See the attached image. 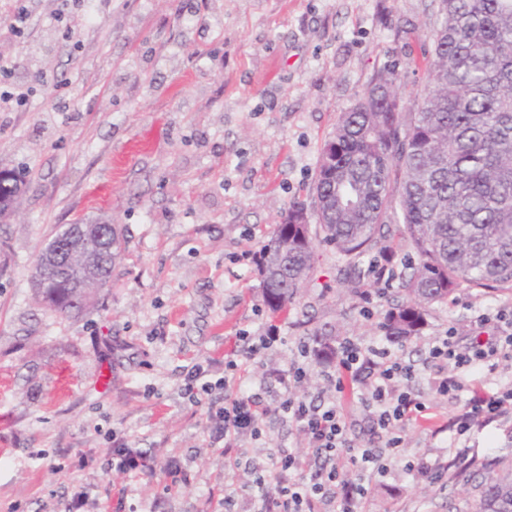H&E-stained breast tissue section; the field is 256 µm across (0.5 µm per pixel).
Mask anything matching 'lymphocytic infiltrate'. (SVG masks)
I'll return each instance as SVG.
<instances>
[{"mask_svg": "<svg viewBox=\"0 0 512 512\" xmlns=\"http://www.w3.org/2000/svg\"><path fill=\"white\" fill-rule=\"evenodd\" d=\"M476 323L492 327L490 341L463 344L456 330L437 337L428 348V359L438 371L431 390L439 396L455 397L466 388V377L474 371L495 372L500 360L512 359V307L479 313ZM279 340L276 330L250 336L240 356L226 357L227 376L223 405H211L206 428L213 442L223 444L231 470L247 468L253 475L246 485L250 512H365L374 476L384 474L391 461L402 462L407 473L443 477L449 470L466 467V449H455L449 459H404L402 432L407 423L424 417L426 405L413 387L415 369L389 348L362 346L345 339L324 378L322 394L302 396L298 387L307 376V364L316 350L300 344L295 358L284 368L269 373L275 386L273 401L248 392L241 359H254ZM357 385L361 405L369 412L374 439L358 443L345 421L342 400L347 384ZM512 411V385L493 393L471 396L458 411L452 426L457 433L475 423L491 422ZM275 417L292 424L305 437L303 453L280 451L268 460H241L235 456L243 439L260 440L264 421ZM164 467L170 488L180 487L184 471L176 462L158 464L151 453L123 448L117 451L113 469L133 476L154 473Z\"/></svg>", "mask_w": 512, "mask_h": 512, "instance_id": "f902f5d3", "label": "lymphocytic infiltrate"}]
</instances>
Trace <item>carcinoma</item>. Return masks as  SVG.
Instances as JSON below:
<instances>
[{"label": "carcinoma", "mask_w": 512, "mask_h": 512, "mask_svg": "<svg viewBox=\"0 0 512 512\" xmlns=\"http://www.w3.org/2000/svg\"><path fill=\"white\" fill-rule=\"evenodd\" d=\"M427 37L422 94L405 100L408 67L394 58L342 113L320 152L309 209L315 225L280 222L256 259L261 296L278 312L300 298L314 269V240L360 272L375 250L401 239L415 262L401 278L405 300L380 328L398 341L417 335L426 308L466 285L512 291V0H437ZM107 277L120 249L99 242ZM67 275L46 263L36 289L47 310H84L99 285L82 275L83 244L72 243ZM477 512H512V467L486 472Z\"/></svg>", "instance_id": "obj_1"}]
</instances>
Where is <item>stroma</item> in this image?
Returning a JSON list of instances; mask_svg holds the SVG:
<instances>
[{
  "label": "stroma",
  "instance_id": "stroma-1",
  "mask_svg": "<svg viewBox=\"0 0 512 512\" xmlns=\"http://www.w3.org/2000/svg\"><path fill=\"white\" fill-rule=\"evenodd\" d=\"M18 35L0 34L12 79L42 83L0 112V169L24 178L14 216L0 223V512H208L221 497L224 455L210 447L207 403L188 400L184 375L224 376L240 331L277 324L286 341L247 361L252 388L283 367L317 329L389 345L378 324L399 286L380 290L374 318L351 291L335 251L316 248L299 302L272 314L254 261L291 202L306 199L321 148L342 112L399 50L424 84L431 0H22ZM103 217L120 233L107 288L76 317L47 311L31 270L68 224ZM512 292L458 288L428 308L403 344L431 419L407 425V454L469 452L440 482L394 463L374 478L366 512H474L482 473L512 462V414L464 436L447 427L460 401L433 399L430 338L471 331L477 308ZM181 461L187 481L167 492L164 471L132 479L112 468L117 444ZM127 499H120L119 489Z\"/></svg>",
  "mask_w": 512,
  "mask_h": 512
}]
</instances>
